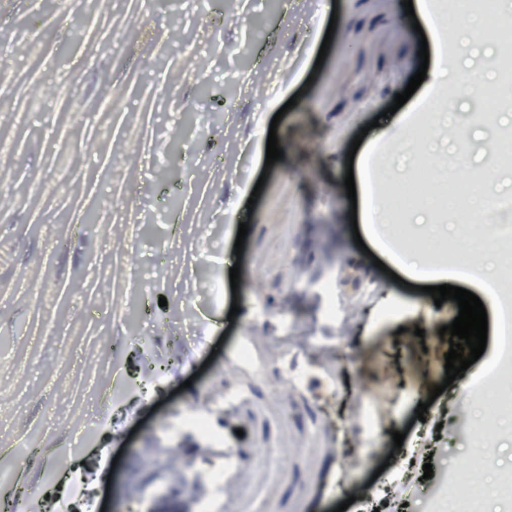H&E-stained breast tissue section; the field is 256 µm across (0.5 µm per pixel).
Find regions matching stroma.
Listing matches in <instances>:
<instances>
[{
  "label": "stroma",
  "mask_w": 512,
  "mask_h": 512,
  "mask_svg": "<svg viewBox=\"0 0 512 512\" xmlns=\"http://www.w3.org/2000/svg\"><path fill=\"white\" fill-rule=\"evenodd\" d=\"M420 47L402 0H0V468L41 494L80 461L75 496L105 512H198L225 449L243 448L240 512H334L352 496L400 512L390 495L427 512L425 487L372 479L403 461L393 432L423 425L438 433L432 484L471 473L475 512H512V413L485 430L496 455L477 457L467 380L443 384L439 330L457 303L395 282L394 257L350 219L347 171L366 169L370 124L387 125ZM203 78L223 109L198 97ZM272 131L284 152L269 167ZM90 209L100 225L84 224ZM156 266L163 280L129 324L127 276ZM31 283L46 285L44 306ZM288 310L336 376L320 356L272 348ZM194 330L213 357L195 354ZM246 341L251 366L237 360ZM145 364L167 371L152 397L105 403L119 373ZM190 406L222 445L178 426ZM22 443L36 453L19 464L7 451Z\"/></svg>",
  "instance_id": "35a3bbf8"
}]
</instances>
